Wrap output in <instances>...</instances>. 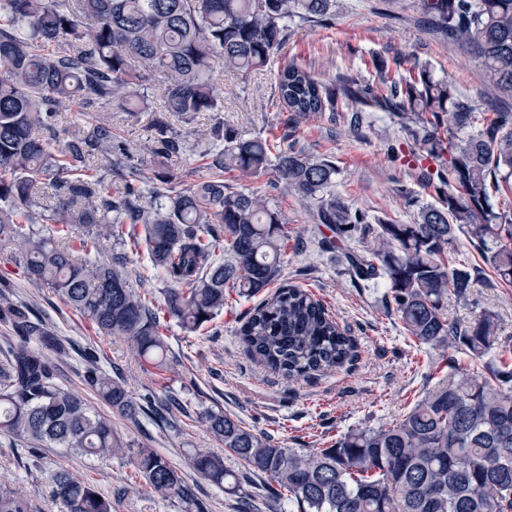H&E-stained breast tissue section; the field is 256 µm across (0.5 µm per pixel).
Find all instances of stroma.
Instances as JSON below:
<instances>
[{"mask_svg":"<svg viewBox=\"0 0 512 512\" xmlns=\"http://www.w3.org/2000/svg\"><path fill=\"white\" fill-rule=\"evenodd\" d=\"M422 17L420 0H336L324 19H293L283 48L261 70L245 78L224 72L218 82L224 94L223 112L199 113L189 124L176 115H162V78L149 74L147 108L135 114L113 110L114 139L139 160L143 187L148 190L158 171L169 172L178 187L201 176L203 154L222 147L209 137L216 122L242 139L286 131L303 151L335 163L336 194L350 207L366 211L375 223H415L420 206L435 202L436 196L419 179L422 151L414 123L379 111L354 129L348 123L356 108L351 102L337 115L288 124L286 110L277 103L274 76L294 63L324 81L361 87L375 83L379 69L394 70L395 58L403 55L429 63L433 76L451 82L455 96L468 100L476 111H493L499 101L487 91L476 62L453 41L428 31ZM161 117L185 138L183 154H154V124ZM236 186L265 198L281 214L288 237L282 256L284 280L306 288L348 330L357 346V356L348 367L289 383L248 358L237 332L248 312L271 297L267 289L249 299L230 294L223 312L194 332L166 322L162 333L170 367L160 371L138 359L122 340L98 333L53 291L32 284L24 275L19 245L0 251V282H8L10 299L32 305L63 340L62 351L51 356L59 383L82 392L97 411L110 414L121 436L158 449L183 467L207 512H239L238 501L197 479L188 467L189 454L200 450L222 455L231 470L240 464L225 454L198 418L201 408H220L290 448H324L348 430L401 417L424 392L429 372L447 369L449 360L457 356L452 348L416 346L380 301L386 284L374 289L358 286L345 259L347 243L322 248L328 229L318 223L312 205L286 189L274 168L239 179ZM486 310L496 315L501 341L512 344V284L480 282L468 300L448 302L449 318L460 323L472 322ZM85 350L98 356L103 370L121 375L132 397L149 390L160 401L179 399L186 412L177 415L176 427L144 415L132 422L110 413L80 378ZM60 469L111 496L114 512H180L176 502L155 494L120 458H88L46 447L33 453L21 441L0 436V484L25 494L33 512H58L48 495V483Z\"/></svg>","mask_w":512,"mask_h":512,"instance_id":"1","label":"stroma"}]
</instances>
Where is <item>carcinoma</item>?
I'll return each mask as SVG.
<instances>
[{
	"mask_svg": "<svg viewBox=\"0 0 512 512\" xmlns=\"http://www.w3.org/2000/svg\"><path fill=\"white\" fill-rule=\"evenodd\" d=\"M333 0H0V248L30 224H65L56 237L31 233L24 268L48 288L117 336L153 367L167 369L160 320L195 331L224 311L226 290L250 298L280 283L240 329L244 351L288 381L344 368L353 342L306 289L283 283L286 235L280 213L262 198L224 180L254 175L275 163L278 177L316 207L320 223L361 245L351 253L354 278L388 284L387 307L419 346L451 345L469 358L436 378L399 419L351 430L327 448H287L227 413H200L238 471L208 454L190 459L194 472L251 512L249 475L266 477L265 498L288 501L296 512H512V346L501 342L488 311L464 325L447 315L448 299L467 300L490 268L512 284V209L493 198L512 194V110L480 116L458 99L452 84L433 78L426 63L395 60L378 82L340 90L290 64L278 71L279 103L297 122L339 111L343 97L364 107L410 115L415 137L438 170L421 180L439 204H425L413 224H371L334 192L336 165L296 148L284 132L273 140L239 139L213 126L224 149L206 155V175L184 188L160 186L143 201L130 153L113 143L102 111H134L148 95L147 73L164 76L163 111L191 122L222 107L217 66L243 75L264 67L284 43L288 21L324 18ZM429 21L477 62L485 83L512 100V0H421ZM82 102L98 111L86 129L60 141L65 107ZM471 129L459 143L455 132ZM154 152L185 150L169 124L155 123ZM125 179L112 191L88 175L91 162ZM52 181L56 202L38 201L35 179ZM483 265L460 258L459 236ZM130 242L163 276V304L151 307L129 281L126 257L110 263L81 259L110 241ZM224 253L220 257L217 252ZM0 321L20 341L0 360V434L87 457L125 459L157 494L181 512H207L182 469L153 448L133 447L112 421L78 392L57 382L46 354L61 338L31 307L0 291ZM83 380L113 411L135 421L151 397L136 401L124 379L84 357ZM61 512H112V499L65 469L51 480ZM0 512H31L29 501L0 487Z\"/></svg>",
	"mask_w": 512,
	"mask_h": 512,
	"instance_id": "obj_1",
	"label": "carcinoma"
}]
</instances>
